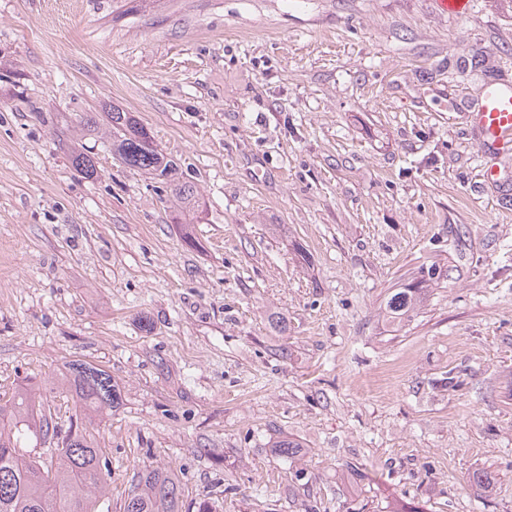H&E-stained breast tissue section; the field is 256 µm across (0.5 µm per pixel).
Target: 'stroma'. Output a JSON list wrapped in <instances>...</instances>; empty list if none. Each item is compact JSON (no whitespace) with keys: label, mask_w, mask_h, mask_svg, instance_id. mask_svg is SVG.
<instances>
[{"label":"stroma","mask_w":512,"mask_h":512,"mask_svg":"<svg viewBox=\"0 0 512 512\" xmlns=\"http://www.w3.org/2000/svg\"><path fill=\"white\" fill-rule=\"evenodd\" d=\"M489 81L512 85L505 0H0V399L34 380L64 427L68 364L112 375L106 512L145 465L187 512H512V152L473 119ZM114 106L194 185L196 246L152 175L60 140ZM415 278L423 303L382 314Z\"/></svg>","instance_id":"35a3bbf8"}]
</instances>
